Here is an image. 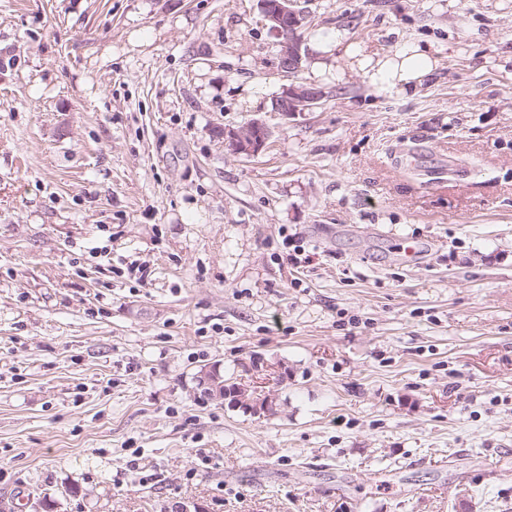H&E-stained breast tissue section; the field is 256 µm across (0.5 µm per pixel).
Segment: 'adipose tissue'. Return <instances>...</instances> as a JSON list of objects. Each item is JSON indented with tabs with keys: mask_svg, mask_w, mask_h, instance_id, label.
Returning <instances> with one entry per match:
<instances>
[{
	"mask_svg": "<svg viewBox=\"0 0 512 512\" xmlns=\"http://www.w3.org/2000/svg\"><path fill=\"white\" fill-rule=\"evenodd\" d=\"M343 53L361 71L369 74L374 83L400 93L417 88L431 77L437 67L433 50L418 44L412 45L405 52L397 51L383 57H374L350 42L345 45Z\"/></svg>",
	"mask_w": 512,
	"mask_h": 512,
	"instance_id": "ef3b65f1",
	"label": "adipose tissue"
}]
</instances>
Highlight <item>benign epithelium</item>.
Returning <instances> with one entry per match:
<instances>
[{
	"label": "benign epithelium",
	"mask_w": 512,
	"mask_h": 512,
	"mask_svg": "<svg viewBox=\"0 0 512 512\" xmlns=\"http://www.w3.org/2000/svg\"><path fill=\"white\" fill-rule=\"evenodd\" d=\"M261 10L266 27L277 38L281 68L294 73L300 71L305 60L300 32L307 23V11L299 6V0H261ZM323 98L322 90L312 86L286 87L275 97L273 110L303 112L318 106ZM268 137L267 126L259 119L224 131V141L238 155L259 153Z\"/></svg>",
	"instance_id": "7a95c632"
}]
</instances>
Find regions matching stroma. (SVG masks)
I'll return each instance as SVG.
<instances>
[{
	"label": "stroma",
	"instance_id": "1",
	"mask_svg": "<svg viewBox=\"0 0 512 512\" xmlns=\"http://www.w3.org/2000/svg\"><path fill=\"white\" fill-rule=\"evenodd\" d=\"M305 8L0 0V512H512V0ZM298 0H261V10L270 34L277 38L278 56L281 68L297 73L302 69L305 50L300 36L305 27L308 15L299 6ZM290 18V25L284 23ZM430 48L416 43L408 51H396L393 55L375 58L349 42L344 46L343 54L354 60L361 71L369 74L374 83L406 93L411 88L415 90L436 69L435 51ZM323 98L322 90L312 86L286 87L275 97L272 107L275 112H304L317 107ZM269 131L259 119L251 120L238 129H225L224 141L234 154L255 155L266 145ZM198 385L204 386L203 392L209 397L226 399L231 397V401L238 403L245 395L241 389L234 385H226L224 376L216 369L201 371L198 379Z\"/></svg>",
	"mask_w": 512,
	"mask_h": 512
}]
</instances>
